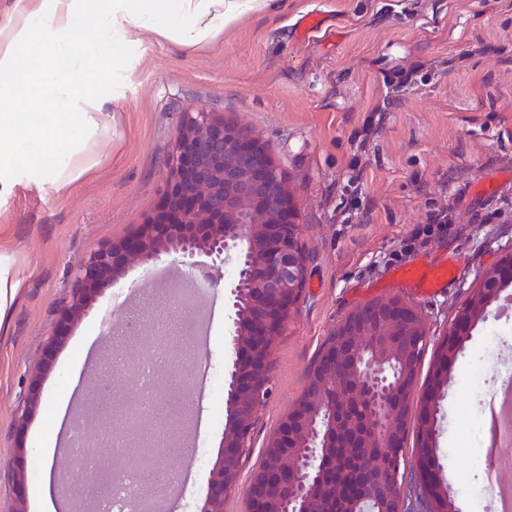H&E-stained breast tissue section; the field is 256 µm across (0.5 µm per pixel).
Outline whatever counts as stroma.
<instances>
[{"mask_svg":"<svg viewBox=\"0 0 512 512\" xmlns=\"http://www.w3.org/2000/svg\"><path fill=\"white\" fill-rule=\"evenodd\" d=\"M321 34L297 38L307 14ZM136 76L112 107V137L88 179L62 192L20 187L0 199V255L23 272L8 335H0V512H14L9 478L23 469L28 512H40L43 449L59 445L58 400L88 394L84 358L107 341L98 312L65 325L76 266L127 237L156 208L184 113L207 110L246 124L270 148L294 193L308 254L297 316L279 339L273 395L260 407L242 478L304 393L325 341L344 316L399 296L428 333L419 374L484 270L512 253V0H287L252 11L211 44L181 50L144 36ZM452 228L407 257L445 262L454 284L423 297L396 282L392 255L430 212ZM228 288H209L211 372L223 375L231 308ZM62 338L38 384L41 403L24 429L16 419L31 368L54 332ZM512 365V310L490 306L470 330L434 412V438L456 512H489L487 387ZM201 405L207 465L193 470L174 512H199L224 420H213L211 383L190 389Z\"/></svg>","mask_w":512,"mask_h":512,"instance_id":"1","label":"stroma"}]
</instances>
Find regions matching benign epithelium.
<instances>
[{"instance_id": "1", "label": "benign epithelium", "mask_w": 512, "mask_h": 512, "mask_svg": "<svg viewBox=\"0 0 512 512\" xmlns=\"http://www.w3.org/2000/svg\"><path fill=\"white\" fill-rule=\"evenodd\" d=\"M298 206L268 146L246 125L215 112H187L166 163L164 193L154 212L125 239L100 248L75 272L63 321L83 318L93 301L132 266L177 258L208 287L224 284L235 263L231 291L234 361L224 378L227 423L199 512H224L240 486L243 459L252 447L259 407L271 391L270 369L278 339L304 297L308 255L301 243ZM204 254L209 263L196 261ZM512 255L483 274L478 290L498 280ZM421 314L399 297L368 302L347 314L313 365L306 394L266 439L262 462L244 488L248 512H323L331 490V449L336 447V400L352 386L361 401L371 447L364 471L389 469L387 482L361 488L357 512H378L390 496L393 512H406L400 468H419L422 453L394 454L398 405L410 402L407 372L395 367L392 347L416 358L426 345ZM43 366L31 370L17 429L40 403Z\"/></svg>"}]
</instances>
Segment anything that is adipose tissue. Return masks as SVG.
<instances>
[{"label":"adipose tissue","instance_id":"adipose-tissue-1","mask_svg":"<svg viewBox=\"0 0 512 512\" xmlns=\"http://www.w3.org/2000/svg\"><path fill=\"white\" fill-rule=\"evenodd\" d=\"M282 0H11L0 18V198L18 185L61 191L100 164L112 104L134 72L129 51L151 34L192 50L250 11Z\"/></svg>","mask_w":512,"mask_h":512}]
</instances>
